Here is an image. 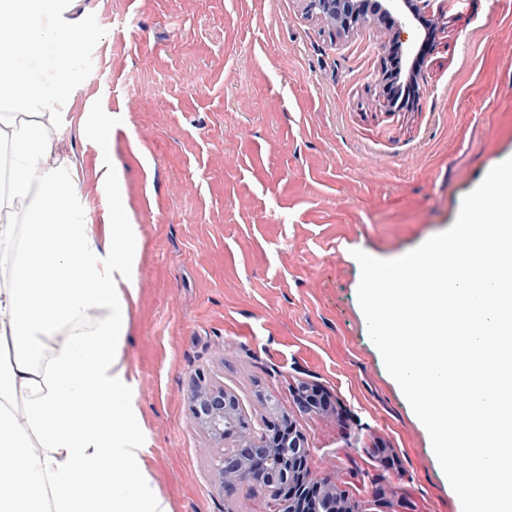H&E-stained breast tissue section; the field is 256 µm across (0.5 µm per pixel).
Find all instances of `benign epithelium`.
I'll list each match as a JSON object with an SVG mask.
<instances>
[{
  "mask_svg": "<svg viewBox=\"0 0 512 512\" xmlns=\"http://www.w3.org/2000/svg\"><path fill=\"white\" fill-rule=\"evenodd\" d=\"M307 10L337 24L350 32L366 25L387 21L392 38L400 41L403 58L425 61L422 44L401 39L405 27L424 23V16L416 0H376L375 10L367 12L360 0H306ZM189 403L197 427L215 445L212 470L222 488H235L251 482L261 486L273 502L274 512H301L302 501L322 495L341 498L334 486L320 487L308 481L309 448L306 436L288 422L287 430L273 438L267 433L256 437L247 431L238 433L235 449H224L228 430L242 416L237 394L221 383L199 381L189 393ZM267 409L263 425L271 429L286 414L270 396L263 397Z\"/></svg>",
  "mask_w": 512,
  "mask_h": 512,
  "instance_id": "benign-epithelium-1",
  "label": "benign epithelium"
}]
</instances>
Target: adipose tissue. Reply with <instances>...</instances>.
Segmentation results:
<instances>
[{"label":"adipose tissue","instance_id":"obj_1","mask_svg":"<svg viewBox=\"0 0 512 512\" xmlns=\"http://www.w3.org/2000/svg\"><path fill=\"white\" fill-rule=\"evenodd\" d=\"M72 0H0V512H171L124 359L140 232L120 168L108 224L45 115L69 109Z\"/></svg>","mask_w":512,"mask_h":512}]
</instances>
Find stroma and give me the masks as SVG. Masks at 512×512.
I'll return each instance as SVG.
<instances>
[{"label":"stroma","mask_w":512,"mask_h":512,"mask_svg":"<svg viewBox=\"0 0 512 512\" xmlns=\"http://www.w3.org/2000/svg\"><path fill=\"white\" fill-rule=\"evenodd\" d=\"M437 27L410 105L384 91L387 30L345 34L305 0H78L75 104L56 126L90 223L107 220L83 112L112 119L142 253L125 359L171 512H271L226 493L188 403L234 390L254 432L261 394L308 438L313 481L376 512H462L425 426L385 368L357 298L354 250L392 260L453 225L512 158V0H426ZM316 384L329 405L299 412Z\"/></svg>","instance_id":"stroma-1"}]
</instances>
